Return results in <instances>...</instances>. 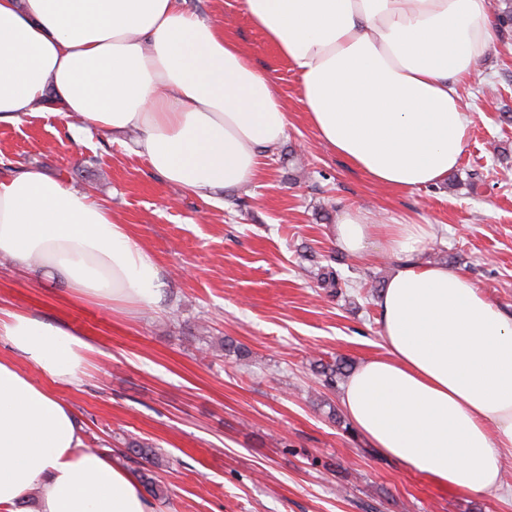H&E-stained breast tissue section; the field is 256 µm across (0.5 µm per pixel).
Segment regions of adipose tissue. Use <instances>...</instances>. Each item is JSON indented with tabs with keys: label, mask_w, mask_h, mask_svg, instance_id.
Wrapping results in <instances>:
<instances>
[{
	"label": "adipose tissue",
	"mask_w": 512,
	"mask_h": 512,
	"mask_svg": "<svg viewBox=\"0 0 512 512\" xmlns=\"http://www.w3.org/2000/svg\"><path fill=\"white\" fill-rule=\"evenodd\" d=\"M300 79L319 139L372 184L419 189L458 167L472 115L459 86L488 53L491 0H241ZM50 111L73 138L140 131L159 179L210 198L255 181L285 139L273 77L222 26L177 0H0V123ZM436 227L344 210L352 255L379 245L397 270L377 302L385 352L349 374L340 404L383 456L442 488L502 491L512 466V314L468 276L423 261ZM0 258L66 288L158 306L154 257L112 209L30 167L0 178ZM0 512H155L119 459L83 446L53 392L93 351L28 311L0 308ZM37 366L23 373L18 360Z\"/></svg>",
	"instance_id": "1"
}]
</instances>
